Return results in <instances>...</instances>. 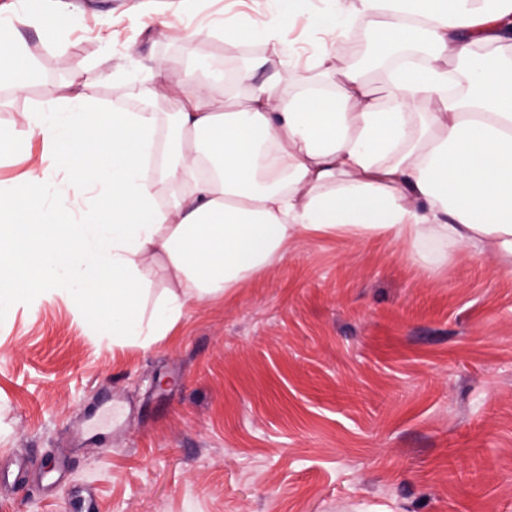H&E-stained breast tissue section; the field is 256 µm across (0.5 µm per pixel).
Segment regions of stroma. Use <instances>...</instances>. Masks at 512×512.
<instances>
[{
  "mask_svg": "<svg viewBox=\"0 0 512 512\" xmlns=\"http://www.w3.org/2000/svg\"><path fill=\"white\" fill-rule=\"evenodd\" d=\"M53 39L18 23L41 81L0 90V125L80 68L88 94L137 112L147 66L186 88V48L258 63L295 86L274 45L229 43L276 0H45ZM305 0L284 43L349 60L370 27L320 38ZM126 420L85 434L103 397ZM0 512H512V274L456 250L438 271L375 236L307 240L153 344L112 341L61 299L0 315Z\"/></svg>",
  "mask_w": 512,
  "mask_h": 512,
  "instance_id": "35a3bbf8",
  "label": "stroma"
}]
</instances>
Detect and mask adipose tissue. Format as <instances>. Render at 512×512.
Instances as JSON below:
<instances>
[{"mask_svg":"<svg viewBox=\"0 0 512 512\" xmlns=\"http://www.w3.org/2000/svg\"><path fill=\"white\" fill-rule=\"evenodd\" d=\"M21 18L54 24L32 0L0 9V85L16 93L38 78ZM357 21L382 58L429 44L422 64L387 72L385 97L329 54L290 55L323 76L289 90L241 68L230 100L207 63L189 96L155 66L130 94L166 114L90 102L88 70L44 85L20 127L0 126V157L35 135L54 149L23 183L0 181V313L59 297L149 345L318 236L383 235L436 269L462 247L512 273V0H333L314 27L332 39Z\"/></svg>","mask_w":512,"mask_h":512,"instance_id":"obj_1","label":"adipose tissue"}]
</instances>
